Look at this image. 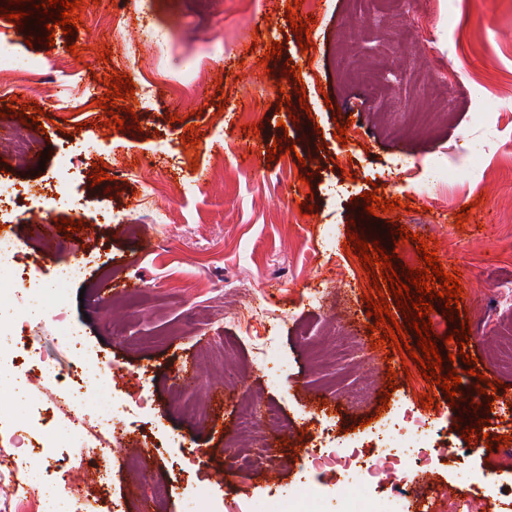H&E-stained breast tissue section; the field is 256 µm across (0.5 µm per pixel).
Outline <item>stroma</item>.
Wrapping results in <instances>:
<instances>
[{
	"label": "stroma",
	"instance_id": "35a3bbf8",
	"mask_svg": "<svg viewBox=\"0 0 512 512\" xmlns=\"http://www.w3.org/2000/svg\"><path fill=\"white\" fill-rule=\"evenodd\" d=\"M290 0H152V18L161 29L194 47L204 37L224 42V51L199 56L191 88L181 87L161 45L142 40L140 0H84L82 26L73 35L62 28L47 32L44 22L14 24L0 17V39L9 41L19 60H56L44 68L40 88L0 77V137L20 128L7 117V106L39 104L44 112L32 130L37 138L26 168L0 160V169L24 185L51 182L54 190L79 200L66 219L82 222L83 231L64 237L27 238L16 230L23 264L50 278L57 268L74 261L85 264L83 275L62 295L68 329L85 347L114 370L106 386L89 387L81 412L93 416L101 400L120 392L144 395L145 411L128 414L115 435L121 455L105 453L98 467L110 482L99 487L82 482L57 466L71 456L77 440L48 417L40 406L42 388L30 384L23 393L0 402V420L28 430L33 440L56 433L53 454L24 452L17 459V478L51 487L58 512H76L83 497L97 499L98 512H112L121 500L124 512H141L152 499L154 512H276L287 498L303 496L296 458L304 438L316 431L312 414L328 410L339 429L356 427L381 409L388 390L419 405L421 366L400 358L361 356L337 361L330 314L345 315L349 328L362 339H381L369 332L371 321L362 298L369 277L358 255L340 245L348 230L367 238L378 227L377 239L386 252L415 253V243H399L396 224L386 214L367 215L356 199L367 190L378 198L405 202L400 224L421 240H434L444 270H458L463 288L461 309L467 310V346L440 345L444 369H456L459 389L467 401H478L477 373L495 364L500 329L512 327V307L497 305L490 282L512 283V0H401L400 9L372 15L355 37L345 34L352 23V0H304L299 18H312L311 48L301 52L286 20ZM424 19L435 42L421 43L417 19ZM54 45H47L46 34ZM283 45L280 58L261 66L273 42ZM109 59H102V52ZM374 62L384 92L374 96L364 86L361 70L337 71L339 56ZM300 68L305 103L277 108L276 86L285 81V66ZM447 71L445 93L451 119L437 132L422 137L406 129L407 111L433 105L420 88ZM117 72L131 76L135 86L153 84L157 98L137 108L138 129L123 131L99 126L98 104L68 105L73 85L92 84ZM200 111L193 136L199 141L197 165H190L181 140L182 116ZM260 129L243 133L251 113ZM350 123L354 142L341 144L335 133ZM402 127L396 140L386 125ZM271 147L281 141L287 155L259 162L255 170L238 167L237 153L248 141ZM457 148L464 156L462 174L453 184L421 189L409 179L408 168L420 166ZM69 153L81 157L77 169L59 173L56 160ZM125 168L113 181L94 183L93 163ZM309 172L310 184L298 180ZM184 182L191 190L177 200L145 198L147 183ZM312 200L310 214L300 203ZM470 212L464 225L456 216ZM115 216L103 222L102 211ZM336 239L325 242L326 232ZM140 263L129 267L127 253ZM135 277L142 286L131 297L101 300L102 282ZM249 288L254 302L274 310L271 322L255 326L253 336L272 335L276 369L252 370L253 336L238 323L226 321L224 309L239 298L238 285ZM326 289L322 305L309 303L311 289ZM125 320V333L115 336L111 323ZM51 319L33 320L13 342L23 363L42 355L62 378L72 376V355ZM465 351L474 366L448 362V354ZM234 367L245 384L244 398L256 415L275 407L283 433L254 424L255 447L262 459L246 466L225 440L241 433L236 403L215 400L209 389L223 386L224 370ZM396 379H388V371ZM492 407H479L458 418L445 392L432 386L431 396L443 408L453 446L447 461L435 470V482L470 485L481 472L512 486V460L496 455L462 457L456 445L462 429L490 418L493 429L512 426V373L499 377ZM195 404L200 415L181 414ZM153 451L144 459L142 448ZM206 485L209 503L195 488Z\"/></svg>",
	"mask_w": 512,
	"mask_h": 512
}]
</instances>
